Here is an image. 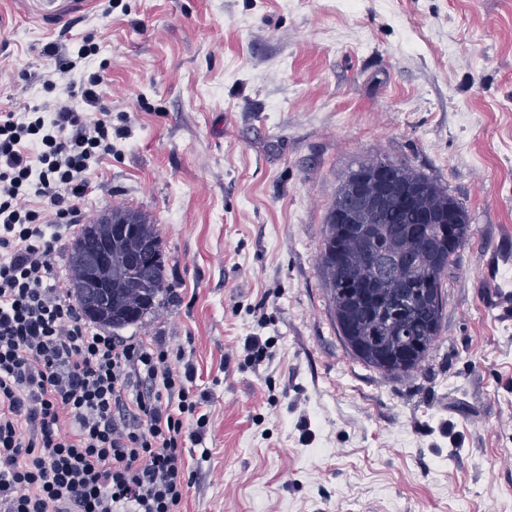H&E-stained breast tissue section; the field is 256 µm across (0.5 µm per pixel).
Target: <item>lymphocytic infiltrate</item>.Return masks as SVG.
Here are the masks:
<instances>
[{
  "label": "lymphocytic infiltrate",
  "mask_w": 512,
  "mask_h": 512,
  "mask_svg": "<svg viewBox=\"0 0 512 512\" xmlns=\"http://www.w3.org/2000/svg\"><path fill=\"white\" fill-rule=\"evenodd\" d=\"M101 82L0 112V512H180L194 479L209 395L185 352L93 330L54 282L112 153Z\"/></svg>",
  "instance_id": "f902f5d3"
}]
</instances>
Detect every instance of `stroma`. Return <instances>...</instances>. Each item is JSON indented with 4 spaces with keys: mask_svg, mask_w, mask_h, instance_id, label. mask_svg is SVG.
<instances>
[{
    "mask_svg": "<svg viewBox=\"0 0 512 512\" xmlns=\"http://www.w3.org/2000/svg\"><path fill=\"white\" fill-rule=\"evenodd\" d=\"M86 35L54 74L44 45ZM96 71L120 135L83 218L140 210L166 260L120 334L184 349L210 395L182 512H512V325L483 307L512 250V0H0V111ZM381 157L471 224L401 378L346 347L320 264L338 188ZM88 38L87 36L83 38L84 44L79 48L76 58L59 54L58 48L53 42L47 43L43 48V52L54 59L55 71L58 74H65L75 69L78 62L86 59L94 52V46L89 42Z\"/></svg>",
    "mask_w": 512,
    "mask_h": 512,
    "instance_id": "obj_1",
    "label": "stroma"
}]
</instances>
